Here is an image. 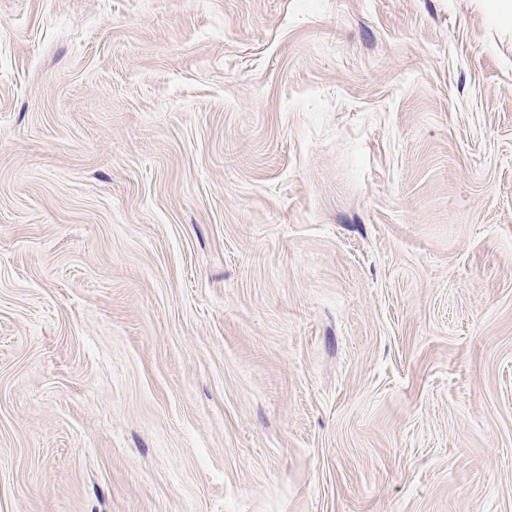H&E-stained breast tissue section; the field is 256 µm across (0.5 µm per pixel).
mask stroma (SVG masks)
I'll return each instance as SVG.
<instances>
[{
	"mask_svg": "<svg viewBox=\"0 0 512 512\" xmlns=\"http://www.w3.org/2000/svg\"><path fill=\"white\" fill-rule=\"evenodd\" d=\"M0 512H512L487 0H0Z\"/></svg>",
	"mask_w": 512,
	"mask_h": 512,
	"instance_id": "1",
	"label": "stroma"
}]
</instances>
